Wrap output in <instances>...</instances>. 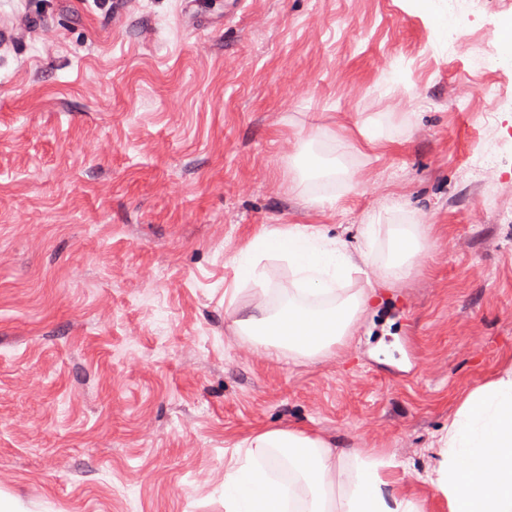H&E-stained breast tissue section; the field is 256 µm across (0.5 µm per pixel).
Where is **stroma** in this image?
<instances>
[{
  "label": "stroma",
  "mask_w": 512,
  "mask_h": 512,
  "mask_svg": "<svg viewBox=\"0 0 512 512\" xmlns=\"http://www.w3.org/2000/svg\"><path fill=\"white\" fill-rule=\"evenodd\" d=\"M512 0H0V506L224 512V456L299 428L419 476L512 369ZM489 42L499 68L482 69ZM500 90L499 103L481 92ZM354 187L294 190L300 140L366 119ZM420 217L404 282L319 360L254 347L235 260L296 225L344 240Z\"/></svg>",
  "instance_id": "stroma-1"
}]
</instances>
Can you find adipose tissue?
Here are the masks:
<instances>
[{"instance_id": "1", "label": "adipose tissue", "mask_w": 512, "mask_h": 512, "mask_svg": "<svg viewBox=\"0 0 512 512\" xmlns=\"http://www.w3.org/2000/svg\"><path fill=\"white\" fill-rule=\"evenodd\" d=\"M349 141L335 142L334 158L294 165L299 182L337 179L351 186L342 159ZM369 213L359 229L361 264L377 265L392 282L408 278L427 254L424 231L414 223L392 231L388 253L375 264L371 248L384 213ZM275 253L297 276L296 290L280 309L262 292L260 262ZM358 264V265H361ZM346 243L295 226L257 236L238 261L244 284L257 286L251 308L235 325L252 344L288 357L317 359L350 336L368 306L364 291L339 293L337 285L356 272ZM436 461L422 474L448 500V512H512V371L474 392L438 440ZM288 469L287 483L271 477L272 465ZM381 463L361 448H334L301 429H270L241 441L224 466V512H420L413 500L397 497L380 473Z\"/></svg>"}]
</instances>
